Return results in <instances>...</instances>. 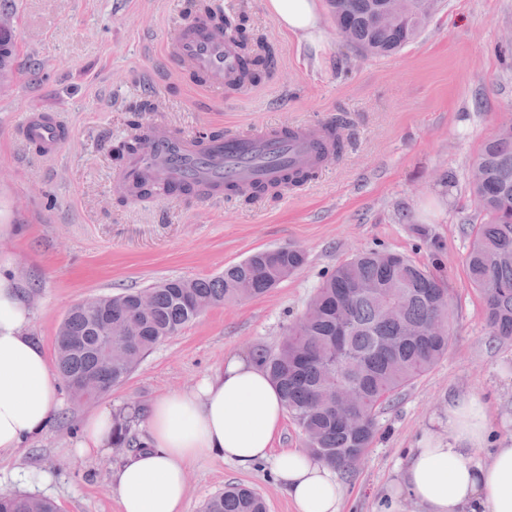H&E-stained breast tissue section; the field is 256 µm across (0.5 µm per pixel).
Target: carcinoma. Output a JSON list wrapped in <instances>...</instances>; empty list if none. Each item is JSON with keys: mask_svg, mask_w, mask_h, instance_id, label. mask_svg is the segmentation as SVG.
<instances>
[{"mask_svg": "<svg viewBox=\"0 0 512 512\" xmlns=\"http://www.w3.org/2000/svg\"><path fill=\"white\" fill-rule=\"evenodd\" d=\"M337 33L372 56L396 52L414 41L430 14L419 11L386 24L374 22L379 0H328ZM0 88L16 78L14 0H0ZM470 181L484 218L473 231L466 256L469 282L482 299L487 329L512 339V122L502 123L474 163ZM315 172L285 173L275 183L224 189L251 199L279 194ZM306 255L288 246L251 253L209 277L168 279L150 288L102 298L112 324L107 335L100 317L73 306L60 325L55 370L64 385L89 378L106 359L112 374L96 396L124 381L155 345L199 317L201 309L259 298L299 270ZM449 289L428 268L385 250L354 255L336 266L311 299L307 312L288 327L275 353L259 359L278 387L287 410L305 438V448L333 468L348 470L364 457L377 433V415L406 386L427 372L447 351L450 332L401 335L405 321L427 326L450 319ZM338 387L358 391V423L351 427L336 409ZM141 409L113 417L112 444L136 452ZM0 512H58L45 497L0 495ZM203 512H267L256 490L230 485L205 503Z\"/></svg>", "mask_w": 512, "mask_h": 512, "instance_id": "carcinoma-1", "label": "carcinoma"}]
</instances>
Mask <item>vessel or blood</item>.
Wrapping results in <instances>:
<instances>
[{
    "instance_id": "obj_1",
    "label": "vessel or blood",
    "mask_w": 512,
    "mask_h": 512,
    "mask_svg": "<svg viewBox=\"0 0 512 512\" xmlns=\"http://www.w3.org/2000/svg\"><path fill=\"white\" fill-rule=\"evenodd\" d=\"M162 54L171 69L200 78L216 98L248 87L241 78L240 48L205 19L181 21L175 34L163 43ZM332 127L329 120L301 122L198 138L152 123L145 129L143 150L127 159L118 181L121 187L131 188L151 168L162 182L181 178L200 184L203 200L219 205L224 200L223 184L272 181L286 167H325L327 155L333 152ZM64 130L56 117L30 112L22 122L21 140L36 146L40 157L52 159L65 147Z\"/></svg>"
}]
</instances>
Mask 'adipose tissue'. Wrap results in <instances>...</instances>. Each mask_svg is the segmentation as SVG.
<instances>
[{"label": "adipose tissue", "instance_id": "obj_1", "mask_svg": "<svg viewBox=\"0 0 512 512\" xmlns=\"http://www.w3.org/2000/svg\"><path fill=\"white\" fill-rule=\"evenodd\" d=\"M266 7L281 27L317 40L316 0ZM28 321L10 266H0V453L41 434L58 406L56 379ZM285 413L262 363L237 354L193 388L155 399L144 449L112 474L121 512H185L189 466L214 457L242 469L270 461L295 512H339L343 490L330 466L303 448L274 451ZM491 423L479 394L452 397L447 437L426 438L412 451L398 491L423 512H512V439L484 450Z\"/></svg>", "mask_w": 512, "mask_h": 512}]
</instances>
